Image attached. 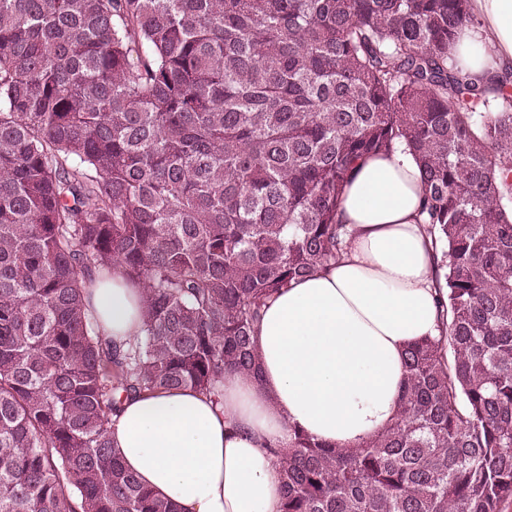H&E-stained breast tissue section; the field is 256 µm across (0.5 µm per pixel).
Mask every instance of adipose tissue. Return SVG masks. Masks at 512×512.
Instances as JSON below:
<instances>
[{
    "label": "adipose tissue",
    "instance_id": "adipose-tissue-1",
    "mask_svg": "<svg viewBox=\"0 0 512 512\" xmlns=\"http://www.w3.org/2000/svg\"><path fill=\"white\" fill-rule=\"evenodd\" d=\"M470 2L480 25L463 29L453 52L485 80L512 68V0ZM421 198L410 154L362 160L339 206L352 231L346 253L268 300L254 334L258 374H225L215 395L123 400L111 437L145 487L179 512H281L273 451L293 430L357 448L396 419L405 351L439 333ZM85 303L117 346L141 336L144 290L122 274L89 288Z\"/></svg>",
    "mask_w": 512,
    "mask_h": 512
}]
</instances>
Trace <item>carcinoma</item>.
Instances as JSON below:
<instances>
[{
    "instance_id": "carcinoma-1",
    "label": "carcinoma",
    "mask_w": 512,
    "mask_h": 512,
    "mask_svg": "<svg viewBox=\"0 0 512 512\" xmlns=\"http://www.w3.org/2000/svg\"><path fill=\"white\" fill-rule=\"evenodd\" d=\"M470 0H0V512H177L120 398L256 373L266 301L344 252L357 164L408 151L441 336L357 449L296 432L283 512L512 502V75L452 56ZM146 295L123 351L84 296Z\"/></svg>"
}]
</instances>
